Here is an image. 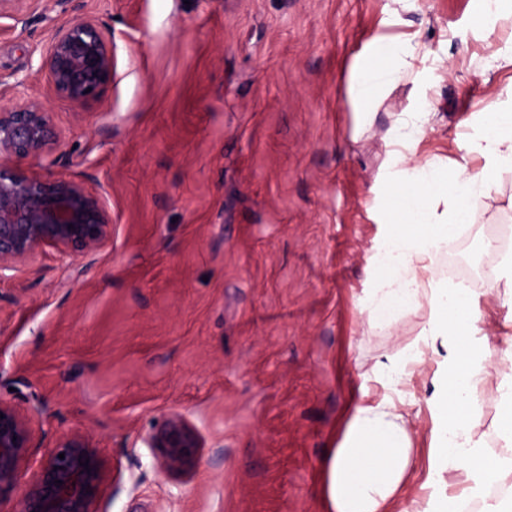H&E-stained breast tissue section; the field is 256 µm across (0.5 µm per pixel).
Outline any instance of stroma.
<instances>
[{
	"mask_svg": "<svg viewBox=\"0 0 512 512\" xmlns=\"http://www.w3.org/2000/svg\"><path fill=\"white\" fill-rule=\"evenodd\" d=\"M481 0H25L0 12V106L37 95L60 133L56 172L103 193L115 227L75 260L45 249L0 276V399L35 408L36 469L64 436L93 434L99 512H324L322 459L354 407L391 388L378 360L413 346L427 309L369 325L384 136L429 107L412 161H452L480 94L512 88V24L473 27ZM91 19L112 76L81 114L43 58ZM387 37L416 44L427 93L401 82L357 132L351 70ZM512 173L456 257L512 225ZM435 362L401 387L415 412L413 497H428L426 400ZM183 413L205 446L162 474L144 438Z\"/></svg>",
	"mask_w": 512,
	"mask_h": 512,
	"instance_id": "35a3bbf8",
	"label": "stroma"
}]
</instances>
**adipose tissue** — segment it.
Wrapping results in <instances>:
<instances>
[{
  "label": "adipose tissue",
  "mask_w": 512,
  "mask_h": 512,
  "mask_svg": "<svg viewBox=\"0 0 512 512\" xmlns=\"http://www.w3.org/2000/svg\"><path fill=\"white\" fill-rule=\"evenodd\" d=\"M416 56L410 42L385 40L374 57L355 64L348 97L358 122L367 123L383 98L413 75ZM432 120L425 110L403 112L389 132L390 159L401 168L390 193L400 203L381 212L387 232L376 248V286L360 300L369 323L388 329L408 312L429 309L419 346L378 368L397 385L426 355L436 358L426 400L434 422L432 492L423 502L407 495L413 424L402 403L387 398L356 406L341 443L323 461L325 512H459L464 497L482 499L480 512H512V346L498 353L471 289L428 277L459 226L482 218L481 202L500 193L501 174L512 172V102L474 116L459 160L408 166V151L432 130ZM474 158L483 162L476 174L468 170ZM491 364L499 379L494 450L472 431ZM450 473L464 483L463 496L449 494Z\"/></svg>",
  "instance_id": "adipose-tissue-1"
}]
</instances>
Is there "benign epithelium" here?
<instances>
[{"mask_svg": "<svg viewBox=\"0 0 512 512\" xmlns=\"http://www.w3.org/2000/svg\"><path fill=\"white\" fill-rule=\"evenodd\" d=\"M43 67L58 99L78 111L112 75V45L98 24L79 21L51 35ZM58 139L55 114L38 97L0 108V272L29 265L47 247L75 260L112 242L102 195L60 173L31 176L22 169L31 159L55 166ZM0 413V512H98L102 463L90 436H65L28 474L31 410L0 400ZM145 442L157 469L174 478L192 473L203 447L200 434L177 411Z\"/></svg>", "mask_w": 512, "mask_h": 512, "instance_id": "benign-epithelium-1", "label": "benign epithelium"}]
</instances>
